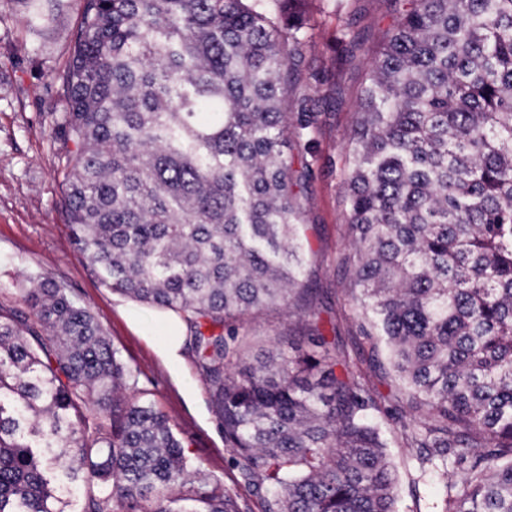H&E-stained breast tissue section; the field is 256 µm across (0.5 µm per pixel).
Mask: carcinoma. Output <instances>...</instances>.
Instances as JSON below:
<instances>
[{"instance_id":"obj_1","label":"carcinoma","mask_w":512,"mask_h":512,"mask_svg":"<svg viewBox=\"0 0 512 512\" xmlns=\"http://www.w3.org/2000/svg\"><path fill=\"white\" fill-rule=\"evenodd\" d=\"M46 45L72 0H17ZM299 0H77L54 69L61 206L112 290L179 313L235 484L261 512H399L390 426L443 483L440 512H512V0H395L368 61L345 200L360 334L422 413L404 421L326 334L294 240L288 164L315 141L321 72ZM363 43L346 23L337 38ZM0 300V512H241L199 484L151 390L91 311L44 274ZM298 340L248 360L249 314L288 302Z\"/></svg>"}]
</instances>
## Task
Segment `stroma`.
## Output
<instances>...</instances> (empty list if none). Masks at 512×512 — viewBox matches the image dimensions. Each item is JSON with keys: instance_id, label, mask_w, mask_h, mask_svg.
<instances>
[{"instance_id": "obj_1", "label": "stroma", "mask_w": 512, "mask_h": 512, "mask_svg": "<svg viewBox=\"0 0 512 512\" xmlns=\"http://www.w3.org/2000/svg\"><path fill=\"white\" fill-rule=\"evenodd\" d=\"M310 27L305 49L311 68L328 71L320 85L322 101L315 129L316 152L303 159L296 149L288 156L294 169L310 165L313 179L300 196V244L305 257L304 280L319 291L343 348L356 368L387 404L406 409L393 375L368 367L370 344L358 329L359 312L352 301L358 289L346 271L349 227L344 203L350 164L348 146L357 118V104L366 78V59L378 52L392 32L397 14L392 0H302ZM364 43L363 55L342 58L336 37L349 17ZM79 12L70 7L57 23L53 43L42 52L23 50L24 31L14 0H0V293L22 301L26 277L47 272L65 283L90 309L124 361L136 367L140 386L152 390L183 441L199 478L231 484L224 432L211 411L193 361L185 376L197 385L194 402H186L148 343L133 333L117 312L127 298L103 286L75 251L61 211L65 167L63 138L57 117L65 105L51 72L67 55L69 36ZM304 319L295 308L275 307L246 317L242 332L249 356L269 348L281 336L299 335ZM389 452L398 467L400 512H439L442 491L434 475L418 476L408 448L391 439Z\"/></svg>"}]
</instances>
